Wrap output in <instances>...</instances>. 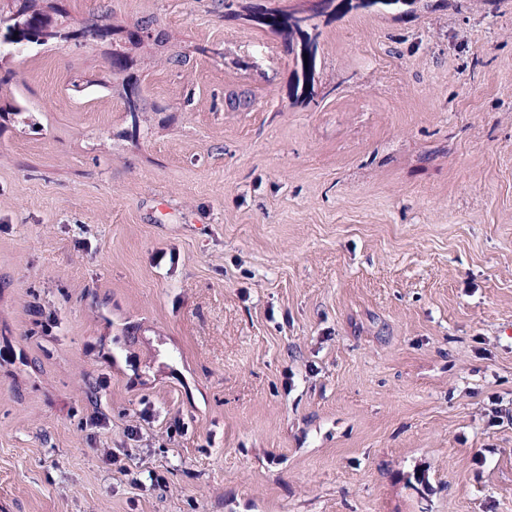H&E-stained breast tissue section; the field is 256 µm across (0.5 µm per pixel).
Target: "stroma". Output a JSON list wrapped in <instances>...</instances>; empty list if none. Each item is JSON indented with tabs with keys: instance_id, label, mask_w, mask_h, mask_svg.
Returning a JSON list of instances; mask_svg holds the SVG:
<instances>
[{
	"instance_id": "35a3bbf8",
	"label": "stroma",
	"mask_w": 512,
	"mask_h": 512,
	"mask_svg": "<svg viewBox=\"0 0 512 512\" xmlns=\"http://www.w3.org/2000/svg\"><path fill=\"white\" fill-rule=\"evenodd\" d=\"M259 2L0 57V512H512V0ZM293 6H268V5H256L253 7V10L249 11L243 19L249 21L255 25L265 27L269 32L284 36L285 45L288 51L294 52V48L290 41L288 40V35L290 34V30H288V26H293L299 31H305V35L307 37L308 43V52L311 56V61L309 63H304V69L308 70V78L310 80L313 79L314 68H315V59L317 55V43L316 40L313 39L308 30L317 29V24L314 22L316 17L309 18H299L297 16L296 11H292ZM300 21H303V24H300Z\"/></svg>"
}]
</instances>
